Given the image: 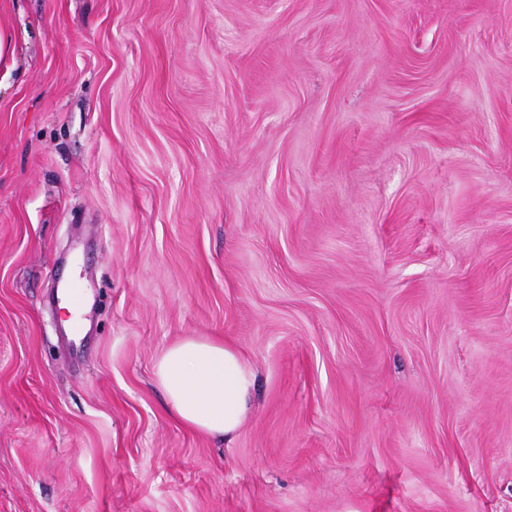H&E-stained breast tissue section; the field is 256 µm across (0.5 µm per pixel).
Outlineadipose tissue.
<instances>
[{
  "mask_svg": "<svg viewBox=\"0 0 512 512\" xmlns=\"http://www.w3.org/2000/svg\"><path fill=\"white\" fill-rule=\"evenodd\" d=\"M256 373L252 360L218 337L186 336L158 355L154 382L169 413L210 437H232L250 406Z\"/></svg>",
  "mask_w": 512,
  "mask_h": 512,
  "instance_id": "ef3b65f1",
  "label": "adipose tissue"
}]
</instances>
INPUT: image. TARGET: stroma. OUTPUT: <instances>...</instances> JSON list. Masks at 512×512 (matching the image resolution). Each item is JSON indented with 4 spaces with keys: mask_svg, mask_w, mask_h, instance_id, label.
<instances>
[{
    "mask_svg": "<svg viewBox=\"0 0 512 512\" xmlns=\"http://www.w3.org/2000/svg\"><path fill=\"white\" fill-rule=\"evenodd\" d=\"M0 30V512H512V0ZM184 336L257 367L230 439L165 410Z\"/></svg>",
    "mask_w": 512,
    "mask_h": 512,
    "instance_id": "obj_1",
    "label": "stroma"
}]
</instances>
